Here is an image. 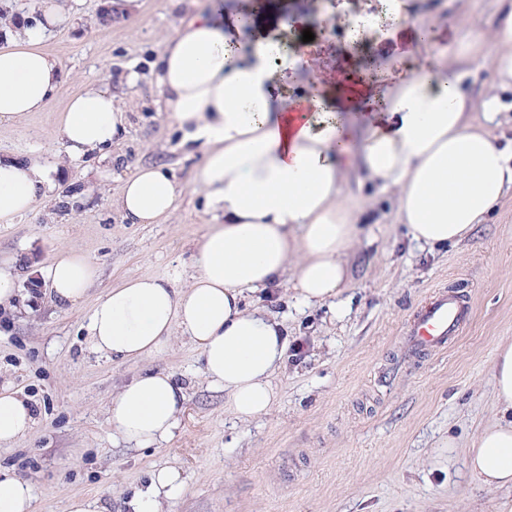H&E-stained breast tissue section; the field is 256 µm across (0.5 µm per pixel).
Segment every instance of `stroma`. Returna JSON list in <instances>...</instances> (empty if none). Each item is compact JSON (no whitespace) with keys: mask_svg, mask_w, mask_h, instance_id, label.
Segmentation results:
<instances>
[{"mask_svg":"<svg viewBox=\"0 0 512 512\" xmlns=\"http://www.w3.org/2000/svg\"><path fill=\"white\" fill-rule=\"evenodd\" d=\"M104 0H61L62 23L43 39L66 75L55 101L17 124L0 126V156L53 159L60 115L87 84H111L126 114L113 154L64 166L59 192L83 193L74 208L55 197L28 215L0 223V268H20L13 307L0 306V383H10L35 410L30 432L0 446V469L33 487V512H66L70 498H98L124 512L161 467L178 468L185 490L166 512H503L512 493L484 487L464 465L480 427L497 416L492 365L512 340V188L487 223L458 245L421 247L395 220L392 194L360 191L365 232L348 252L349 285L338 305L298 307L286 287L249 295L284 325L289 347L275 377L279 399L269 413L240 422L224 393L209 386L196 351L181 336L163 353L137 363L95 353L88 325L93 306L122 280L171 278L186 287L197 270V242L211 216L194 174L200 154L180 147L162 104L154 64L164 36L187 4L138 0L106 12ZM349 15H375L379 25L350 43L345 28L321 17L319 0H266L241 41L275 34L285 15L298 19L284 39L304 30L325 47V69L384 72L396 81L416 67L407 36L384 21L382 0H343ZM431 19L428 39L445 47L461 10L486 23L502 0H419ZM137 73L133 86L122 76ZM164 164L183 189L164 224H130L115 202L135 166ZM62 249L83 255L96 276L77 306L58 308L49 294L31 300L27 283ZM464 295L471 318L439 354L412 351L405 332L433 292ZM148 370L173 373L185 388V412L168 442L130 449L113 440L107 408L119 388ZM453 438L455 463L436 470L432 458Z\"/></svg>","mask_w":512,"mask_h":512,"instance_id":"35a3bbf8","label":"stroma"}]
</instances>
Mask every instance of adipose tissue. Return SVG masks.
<instances>
[{
  "label": "adipose tissue",
  "mask_w": 512,
  "mask_h": 512,
  "mask_svg": "<svg viewBox=\"0 0 512 512\" xmlns=\"http://www.w3.org/2000/svg\"><path fill=\"white\" fill-rule=\"evenodd\" d=\"M396 26L411 30L417 75L384 90L323 80L321 90L288 93L302 65L320 47L282 55L277 39L244 44L242 13L221 0L179 19L163 40L157 81L164 110L183 143L201 151L196 183L215 222L197 246L198 271L186 287L142 276L113 287L89 322L95 352L138 362L163 352L175 335L188 338L211 387L223 390L227 411L248 422L278 400L274 383L287 351L282 322L268 308L248 306L249 294L279 284L293 268L295 298L316 306L347 287L345 256L361 232L364 202L349 182L395 192L396 220L411 241L447 248L470 236L512 187V155L491 132L512 93V6L493 27L466 19L452 49L430 45L415 0H387ZM60 20L52 0H40L31 22L6 29L0 48V124L17 123L55 100L65 74L40 41ZM486 70L491 85L471 97L464 81ZM382 94L380 112L353 106ZM481 119H474V112ZM58 162L0 158V222L29 213L55 187L61 163L107 158L124 124L111 89L87 85L61 115ZM181 191L161 165H144L125 180L117 200L132 224H160L177 209ZM53 301L77 304L95 277L82 255L65 251L46 268ZM499 416L471 444L466 467L482 485L512 491V343L492 368ZM185 388L174 375L148 371L124 384L108 409L112 436L135 448L168 442L184 413ZM31 405L0 385V445L26 435ZM177 468L152 472L133 512H164L183 493Z\"/></svg>",
  "instance_id": "1"
}]
</instances>
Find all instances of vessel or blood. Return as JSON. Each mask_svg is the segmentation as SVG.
Returning <instances> with one entry per match:
<instances>
[{
	"mask_svg": "<svg viewBox=\"0 0 512 512\" xmlns=\"http://www.w3.org/2000/svg\"><path fill=\"white\" fill-rule=\"evenodd\" d=\"M468 307L460 294L444 290L419 308L410 321L409 343L419 351L444 350L464 327Z\"/></svg>",
	"mask_w": 512,
	"mask_h": 512,
	"instance_id": "obj_1",
	"label": "vessel or blood"
}]
</instances>
